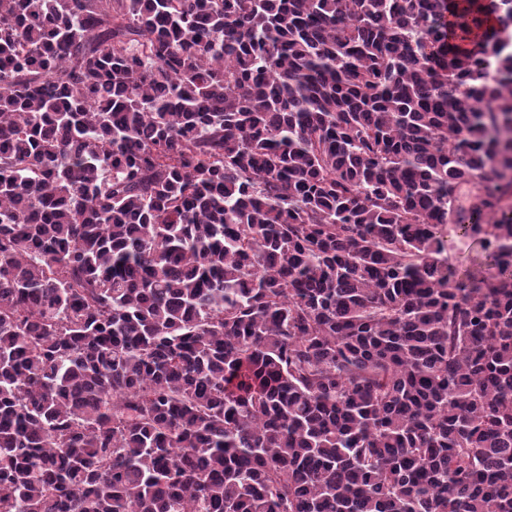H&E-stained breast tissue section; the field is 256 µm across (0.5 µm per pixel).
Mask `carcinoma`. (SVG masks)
<instances>
[{
  "mask_svg": "<svg viewBox=\"0 0 512 512\" xmlns=\"http://www.w3.org/2000/svg\"><path fill=\"white\" fill-rule=\"evenodd\" d=\"M487 9L0 0V512H512ZM448 264L460 270H471L478 276L496 273V268L480 244L473 239L448 234Z\"/></svg>",
  "mask_w": 512,
  "mask_h": 512,
  "instance_id": "1",
  "label": "carcinoma"
}]
</instances>
